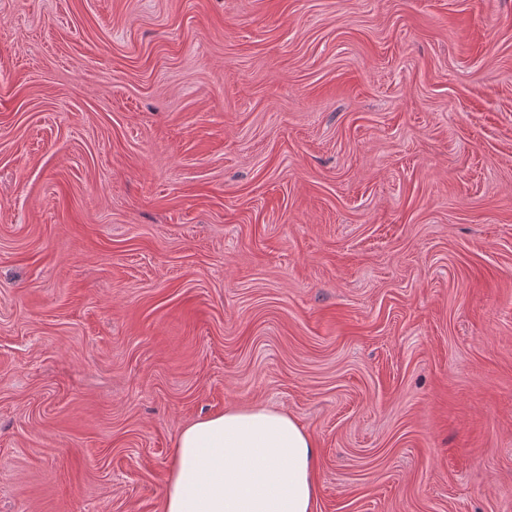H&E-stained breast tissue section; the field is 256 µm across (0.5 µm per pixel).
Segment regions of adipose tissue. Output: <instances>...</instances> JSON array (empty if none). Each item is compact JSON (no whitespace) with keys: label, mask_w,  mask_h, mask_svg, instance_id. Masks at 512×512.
Wrapping results in <instances>:
<instances>
[{"label":"adipose tissue","mask_w":512,"mask_h":512,"mask_svg":"<svg viewBox=\"0 0 512 512\" xmlns=\"http://www.w3.org/2000/svg\"><path fill=\"white\" fill-rule=\"evenodd\" d=\"M313 436L286 414L228 409L185 426L163 512H312Z\"/></svg>","instance_id":"ef3b65f1"}]
</instances>
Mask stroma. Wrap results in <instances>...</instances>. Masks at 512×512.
Segmentation results:
<instances>
[{
    "label": "stroma",
    "mask_w": 512,
    "mask_h": 512,
    "mask_svg": "<svg viewBox=\"0 0 512 512\" xmlns=\"http://www.w3.org/2000/svg\"><path fill=\"white\" fill-rule=\"evenodd\" d=\"M252 407L313 512H512V0H0V512Z\"/></svg>",
    "instance_id": "stroma-1"
}]
</instances>
